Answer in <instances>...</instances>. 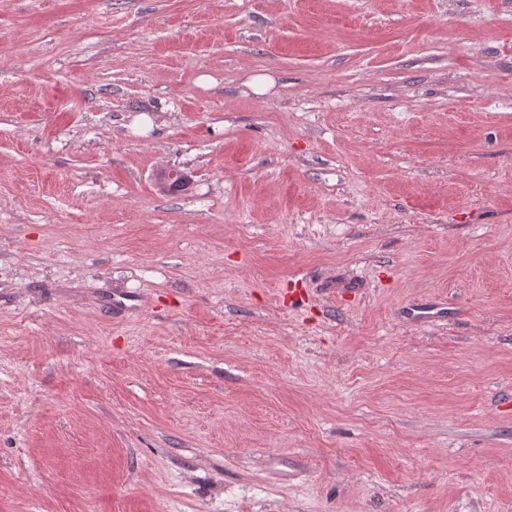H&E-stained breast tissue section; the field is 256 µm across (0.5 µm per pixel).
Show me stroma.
<instances>
[{"instance_id":"stroma-1","label":"stroma","mask_w":512,"mask_h":512,"mask_svg":"<svg viewBox=\"0 0 512 512\" xmlns=\"http://www.w3.org/2000/svg\"><path fill=\"white\" fill-rule=\"evenodd\" d=\"M0 512H512V0H0Z\"/></svg>"}]
</instances>
